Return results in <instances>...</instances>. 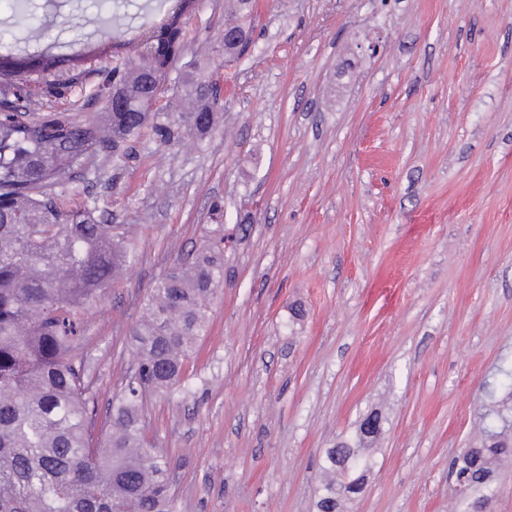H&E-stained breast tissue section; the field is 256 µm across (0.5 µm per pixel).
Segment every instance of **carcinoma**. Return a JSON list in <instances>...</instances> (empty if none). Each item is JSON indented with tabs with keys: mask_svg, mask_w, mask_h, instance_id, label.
Wrapping results in <instances>:
<instances>
[{
	"mask_svg": "<svg viewBox=\"0 0 512 512\" xmlns=\"http://www.w3.org/2000/svg\"><path fill=\"white\" fill-rule=\"evenodd\" d=\"M146 5L138 34L154 24L165 0ZM252 4L224 0V30L252 31ZM31 23L27 0H14L5 27ZM167 57L140 50L101 75L99 91L123 82L131 91L121 112L98 121L70 112L22 119L0 112V512H176L166 458L144 445L143 400L178 384L186 361L209 324L210 301L224 278V227L208 244L181 260L150 291L130 332L134 361L127 383L112 401L104 438L92 444L94 371L86 348L84 316L116 283L134 254L130 227L100 224L82 208H66L53 187L74 166L120 143L134 141L151 124L167 147L187 138L201 144L216 129V99L201 93L205 81L184 73L181 92L189 111H141L145 85L164 90L167 70L182 52L178 31L163 26ZM3 84L61 94L79 75L51 54L8 51ZM366 438L341 441L327 451L317 512H344L354 485L371 468ZM508 440L489 429L482 446L455 461L463 503L496 494L497 462Z\"/></svg>",
	"mask_w": 512,
	"mask_h": 512,
	"instance_id": "cac0c4a2",
	"label": "carcinoma"
}]
</instances>
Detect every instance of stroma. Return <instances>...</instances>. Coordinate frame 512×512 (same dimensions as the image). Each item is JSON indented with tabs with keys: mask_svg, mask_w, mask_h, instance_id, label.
I'll return each instance as SVG.
<instances>
[{
	"mask_svg": "<svg viewBox=\"0 0 512 512\" xmlns=\"http://www.w3.org/2000/svg\"><path fill=\"white\" fill-rule=\"evenodd\" d=\"M115 0H29L30 54L90 51L91 75L32 110L106 112L97 69ZM224 0L182 25L220 79L219 129L159 146L151 129L74 167L56 192L139 224L134 261L85 316L106 411L156 281L224 227V278L179 385L145 404L177 512H316L328 448L375 413L367 489L348 512H449L450 466L492 422L512 433V0H258L253 44L220 67ZM223 212H215L214 204Z\"/></svg>",
	"mask_w": 512,
	"mask_h": 512,
	"instance_id": "1",
	"label": "stroma"
}]
</instances>
